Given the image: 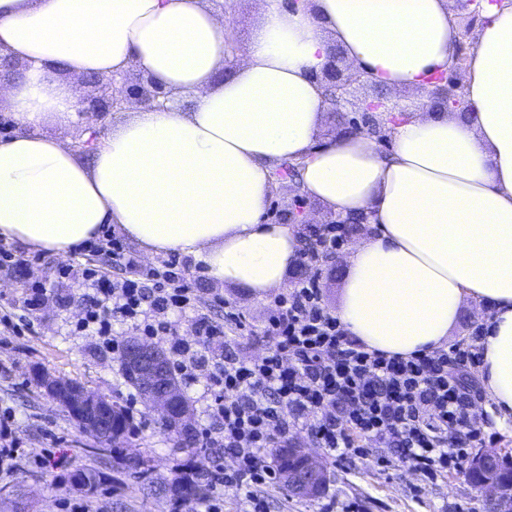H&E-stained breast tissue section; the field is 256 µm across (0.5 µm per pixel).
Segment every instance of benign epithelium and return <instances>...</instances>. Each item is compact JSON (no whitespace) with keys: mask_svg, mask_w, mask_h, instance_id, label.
<instances>
[{"mask_svg":"<svg viewBox=\"0 0 512 512\" xmlns=\"http://www.w3.org/2000/svg\"><path fill=\"white\" fill-rule=\"evenodd\" d=\"M21 65L8 55L0 53V83L18 79ZM316 78L323 83L328 92V101L334 112H345L352 104L351 76L345 74L340 66V57L331 51L322 70ZM83 83L92 88V93L80 97L78 112L87 122L119 112L129 103L143 107L163 108L168 101V92L151 79L132 83L127 74L119 76H95L83 79ZM423 109H414L391 103L383 97L362 102L360 110L381 112L385 119L382 127L397 124L400 117ZM430 109L440 112L464 111L465 99L461 87L452 83L448 77L435 81L430 92ZM293 196L294 208L274 209L271 216L273 224L309 223L305 213L307 202L288 186ZM125 363L134 367L140 395L150 407L166 417L174 418L180 424H186L189 410L178 386L164 380L167 374L166 364L162 361L158 348L142 342L128 343L124 353ZM46 391L54 399L65 402L69 414L79 426L94 435L106 439L112 436V403L102 396L88 393L77 384L64 385L58 380L44 382ZM300 462L281 470L284 482L296 496L309 498L317 496L327 485L328 477L320 457L303 448L292 449ZM501 455L483 452L476 455L470 468V476L477 481V487L483 494L487 512H512V479H506L500 473Z\"/></svg>","mask_w":512,"mask_h":512,"instance_id":"1","label":"benign epithelium"}]
</instances>
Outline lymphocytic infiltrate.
Listing matches in <instances>:
<instances>
[{
	"label": "lymphocytic infiltrate",
	"mask_w": 512,
	"mask_h": 512,
	"mask_svg": "<svg viewBox=\"0 0 512 512\" xmlns=\"http://www.w3.org/2000/svg\"><path fill=\"white\" fill-rule=\"evenodd\" d=\"M351 229L314 224L301 240L300 267L308 275L274 295L261 333L270 341L266 355L241 358L225 321L241 313L224 298H203L195 286L198 270L179 254L158 265L142 264L110 228L100 227L84 249L103 264H59L56 287L29 282L17 316L0 317L15 335L35 333L48 303L78 305L75 333L97 337L100 350L115 349L113 322L167 344L170 364L187 383L204 381L210 395L209 423L196 434L199 466L208 486L204 512H224L226 491L238 493L244 512H267L261 489L274 471L273 448L292 445L291 431L303 430L329 456L343 461L365 455L368 444H384L425 480L459 470L469 451L486 445L484 420L475 411L482 399L474 371L482 362L476 326L468 342L406 357L367 348L349 336L326 307L315 265L340 250ZM81 278L86 293L60 290ZM223 308V319L211 312ZM193 316V339L178 332V316Z\"/></svg>",
	"instance_id": "lymphocytic-infiltrate-1"
}]
</instances>
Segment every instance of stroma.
I'll return each instance as SVG.
<instances>
[{"label":"stroma","mask_w":512,"mask_h":512,"mask_svg":"<svg viewBox=\"0 0 512 512\" xmlns=\"http://www.w3.org/2000/svg\"><path fill=\"white\" fill-rule=\"evenodd\" d=\"M228 38L246 46L258 22L254 0H234L221 12ZM202 287L234 302L250 323L239 335L245 358L262 356L270 345L261 336L272 302L246 290L214 285ZM81 316L78 306L59 309L48 304L37 332L10 336L0 342V411L14 415V427L25 459L12 475H0V512H61L64 499L79 497L89 512H168L176 477L191 473L198 461L196 444L179 446L177 433L164 430L157 415L148 412L123 375L119 352L97 350L91 336H76L71 325ZM77 383L121 405L137 426L135 436L118 443L104 442L80 431L72 417L49 398L42 378ZM386 448L373 447L367 456L339 462L321 460L329 481L320 495L293 496L279 481L263 488L268 512H319L335 501L341 512H485L481 494L454 471L434 482L408 470L399 460L381 466ZM66 458V469H51L50 460ZM144 463L145 479L131 475L132 460Z\"/></svg>","instance_id":"35a3bbf8"}]
</instances>
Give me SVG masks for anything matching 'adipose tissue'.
<instances>
[{"label":"adipose tissue","mask_w":512,"mask_h":512,"mask_svg":"<svg viewBox=\"0 0 512 512\" xmlns=\"http://www.w3.org/2000/svg\"><path fill=\"white\" fill-rule=\"evenodd\" d=\"M245 52L226 64L224 23L204 0H0V49L23 63L0 101V237L62 256L115 224L146 255L191 257L212 281L280 291L300 236L263 216L270 177L300 165L325 212L367 215L338 318L368 348L445 347L466 303L492 313L481 372L495 419H512V0H486L465 70L466 113L424 112L380 153L356 130L322 144L316 79L333 47L383 86L423 87L455 52L448 0H257ZM138 66L185 106L138 108L87 158L42 134L79 123L64 74Z\"/></svg>","instance_id":"ef3b65f1"}]
</instances>
